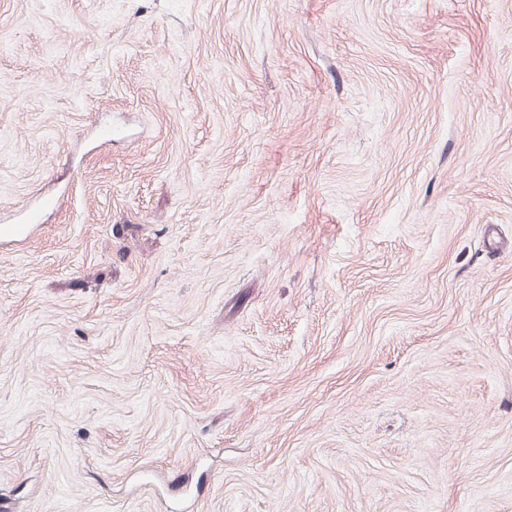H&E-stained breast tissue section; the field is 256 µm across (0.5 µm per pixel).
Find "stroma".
<instances>
[{
  "label": "stroma",
  "instance_id": "35a3bbf8",
  "mask_svg": "<svg viewBox=\"0 0 512 512\" xmlns=\"http://www.w3.org/2000/svg\"><path fill=\"white\" fill-rule=\"evenodd\" d=\"M43 197L0 512H512V0H0Z\"/></svg>",
  "mask_w": 512,
  "mask_h": 512
}]
</instances>
